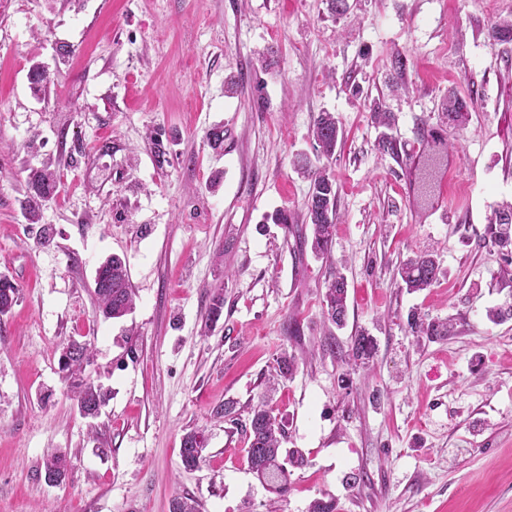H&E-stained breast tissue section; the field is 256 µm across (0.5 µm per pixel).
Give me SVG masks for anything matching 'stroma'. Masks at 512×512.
<instances>
[{"mask_svg":"<svg viewBox=\"0 0 512 512\" xmlns=\"http://www.w3.org/2000/svg\"><path fill=\"white\" fill-rule=\"evenodd\" d=\"M348 3L334 16L326 0H0V274L19 289L0 323V512H169L177 496L198 512H308L322 497L337 512H512V320L486 317L512 302V259L482 239L512 201V42L489 34L512 0ZM36 63L52 77L37 93ZM452 92L476 108L448 130L427 203L419 133L443 127ZM325 110L343 132L329 160L311 136ZM384 134L397 155L378 151ZM300 153L336 180L324 259L303 239ZM44 164L60 181L30 224L25 180ZM427 249L438 279L407 291L397 268ZM113 254L137 300L112 321L93 288ZM338 271L340 329L322 316ZM415 310L451 336L414 342ZM362 332L373 361L345 362ZM72 337L111 392L92 423L59 369ZM285 351L298 368L270 404L298 462L279 499L248 468L245 426ZM192 430L207 447L187 470ZM52 448L71 461L59 485L44 477ZM206 447L205 438L198 431L185 433L181 438L180 458L184 468L192 470L198 468L204 461L203 452Z\"/></svg>","mask_w":512,"mask_h":512,"instance_id":"1","label":"stroma"}]
</instances>
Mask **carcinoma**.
Returning <instances> with one entry per match:
<instances>
[{
  "label": "carcinoma",
  "instance_id": "1",
  "mask_svg": "<svg viewBox=\"0 0 512 512\" xmlns=\"http://www.w3.org/2000/svg\"><path fill=\"white\" fill-rule=\"evenodd\" d=\"M473 107L455 93L448 94L445 104L446 119L456 127L468 120V112ZM312 135L319 156L331 158L342 136L336 117L330 112H321L314 119ZM427 150L420 156L415 170V186L418 196L429 200L435 191L437 174L443 164L448 144L442 142L435 132L422 133ZM300 169L310 179L307 202V218L311 231V250L316 256H325L333 243L336 221V183L323 168H312L307 160L300 161ZM58 183L56 170L41 167L30 171L28 176L29 193L22 202L26 220L31 224L40 221L39 200L47 198ZM484 239L499 253L512 254V203L496 209L485 226ZM438 266L432 254L424 252L407 259L398 269L397 276L402 287L416 292L431 287L437 280ZM94 293L104 318L120 319L128 315L135 306V295L130 288L125 262L113 255L101 263L95 272ZM18 288L8 278L0 277V321L8 316L17 300ZM347 280L341 272L327 283L323 296V316L340 327L347 311ZM408 327L414 338L433 340L451 334V326L446 321H425L416 314L408 317ZM376 350V340L360 334L353 338L350 356L353 360H367ZM90 343L70 338L62 344L61 369L71 381V391L79 414L85 418H96L109 401L110 394L99 385L84 377L85 368L91 363ZM247 436V464L258 479L276 494L288 493V471L281 463L283 445L286 442L282 423L272 415L266 401H260L252 409ZM205 438L198 431L185 433L181 438L180 458L184 468L192 470L204 461ZM70 463L66 455L53 451L43 461L45 480L61 484L65 481Z\"/></svg>",
  "mask_w": 512,
  "mask_h": 512
}]
</instances>
